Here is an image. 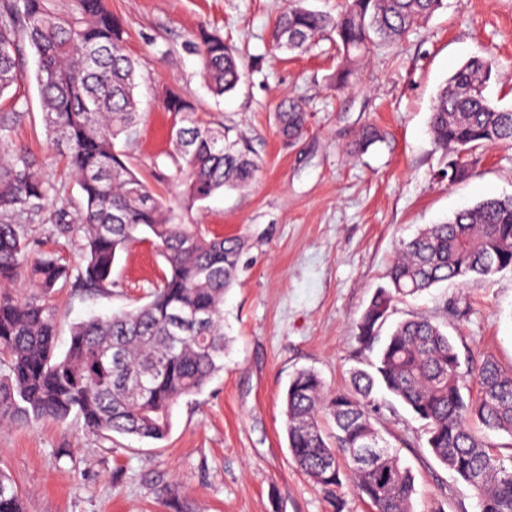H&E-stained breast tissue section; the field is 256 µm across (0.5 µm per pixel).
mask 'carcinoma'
Listing matches in <instances>:
<instances>
[{
  "label": "carcinoma",
  "instance_id": "obj_1",
  "mask_svg": "<svg viewBox=\"0 0 512 512\" xmlns=\"http://www.w3.org/2000/svg\"><path fill=\"white\" fill-rule=\"evenodd\" d=\"M441 6L442 0H349L332 17L297 0L276 18L272 44L302 52L316 37L335 34L341 89L372 46L400 40ZM125 41L107 0H67L62 9L54 0H0V99H12L29 45L39 61L35 81L47 138L63 147L82 192L78 207L51 217L60 233L82 239L76 287L112 293L115 261L136 241H151L165 265L145 303L74 323L66 351L58 352V309L50 297L59 282H68V270L56 256L28 260V239L15 223L18 215L43 210L48 187L33 155L7 160L0 152L1 423L64 422L74 412L96 436L161 441L175 405L224 370V291L236 280L245 242L207 224H187L177 210L250 185L259 165L249 141L230 138L224 127L202 119L190 98L171 95L165 107L174 116V173L160 170L155 177L172 178L178 207L160 199L125 152L141 120L136 63ZM196 49L213 96L235 90L244 71L224 39L202 31ZM492 72V60L473 57L434 101L429 132L456 162V180L472 173L477 149L512 145V107L500 108L484 94ZM306 123L300 101L280 102L275 124L286 140L301 137ZM381 141V133L366 126L354 150ZM504 270H512V197L486 199L426 225L401 243L388 282L356 322L360 347L377 352L371 370L353 369L338 390L311 369L293 376L284 398L288 451L335 508L342 507L347 461L371 512H412L410 470L372 422L369 406L379 387L422 422L430 452L475 491L478 512H512V454L494 451L488 440L491 433L512 438V369L486 357L462 372L448 332L427 317L401 321L383 334L395 300ZM21 280L29 285L23 293L16 289ZM473 383L477 394L467 398L463 390ZM324 418L334 422L335 433L323 430ZM0 512H24L22 493L2 470Z\"/></svg>",
  "mask_w": 512,
  "mask_h": 512
}]
</instances>
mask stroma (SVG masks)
<instances>
[{"instance_id": "35a3bbf8", "label": "stroma", "mask_w": 512, "mask_h": 512, "mask_svg": "<svg viewBox=\"0 0 512 512\" xmlns=\"http://www.w3.org/2000/svg\"><path fill=\"white\" fill-rule=\"evenodd\" d=\"M288 3L110 0L137 64L142 121L129 164L147 179L154 168L171 171L173 118L164 98L190 94L202 118L250 141L260 170L250 187L217 193L182 218L248 248L224 294V369L201 394L179 401L165 440L95 437L74 415L62 424L0 426V469L17 482L26 512H166L156 498L164 487L186 512H332L288 452L283 394L291 377L311 368L327 386H344L370 358L359 350L356 321L385 284L400 240L484 199L512 196V147L482 149L473 174L452 183L448 158L428 133L439 88L473 56L493 59L497 75L486 94L512 107V0H443L404 39L373 48L341 90L334 35L303 52L273 48V24ZM203 30L222 36L243 64L241 83L221 98L193 48ZM36 68L26 52L27 78L14 104L0 106V146L37 157L50 212L75 204L80 189L46 137ZM288 97L308 115L306 134L293 143L274 120ZM368 124L383 142L350 154ZM23 225L31 257L52 254L77 272L78 236L60 235L44 215ZM163 268L153 245L138 242L114 264L112 293L62 288L54 298L59 347L73 323L146 302ZM416 314L445 324L461 359L488 356L512 367V271L398 301L389 321ZM372 414L414 477V512H478L474 490L430 453L421 422L400 401L378 394Z\"/></svg>"}]
</instances>
